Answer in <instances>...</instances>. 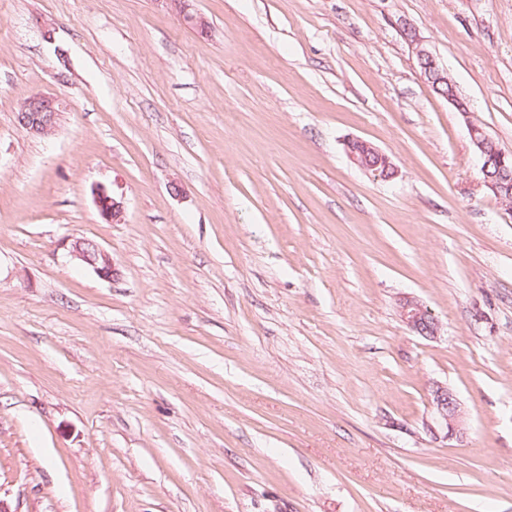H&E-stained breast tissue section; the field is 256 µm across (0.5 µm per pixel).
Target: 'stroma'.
<instances>
[{
    "label": "stroma",
    "instance_id": "obj_1",
    "mask_svg": "<svg viewBox=\"0 0 512 512\" xmlns=\"http://www.w3.org/2000/svg\"><path fill=\"white\" fill-rule=\"evenodd\" d=\"M194 6L0 0V512H512V0ZM169 2L175 11L183 18V20L192 28L197 29L202 33H208L207 21L194 11L191 0H165ZM416 53L421 71L436 90L434 91L448 102L452 103L459 111H466L461 101L454 93L453 82L448 77V72L439 66L435 57L429 51L419 48ZM65 102L55 95L33 94L26 98L15 113L17 125L32 135H47L55 128ZM468 133L480 156L485 159L482 176L484 183L500 200L509 202L512 198V179L508 173L506 159L511 153L498 147L479 125L470 124ZM491 167L494 168V172L489 171ZM346 153L356 166L374 178L387 180L395 175V165L391 158L366 140L349 139L346 144ZM93 204L99 217L107 223H118L122 219L123 205L118 200L113 191L106 189L104 186L95 185L91 190ZM67 250L71 258L91 268L100 279L112 280L116 271L112 256L94 240L84 237L73 238ZM401 321L421 336L437 335L438 323L423 303L414 297H403L398 306ZM431 404L438 423L446 429L445 436L447 438L456 436L461 417L460 403L456 393L446 386L437 385L431 393Z\"/></svg>",
    "mask_w": 512,
    "mask_h": 512
}]
</instances>
